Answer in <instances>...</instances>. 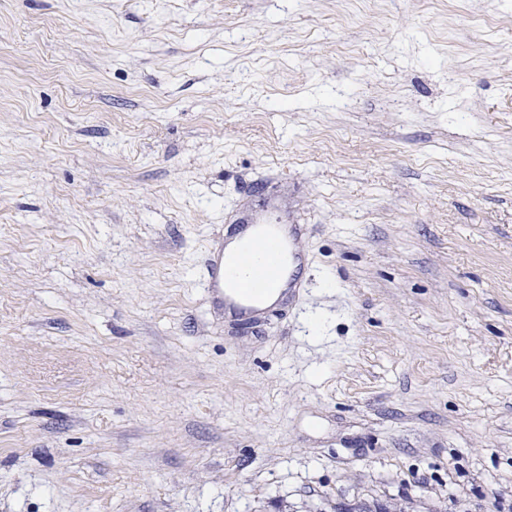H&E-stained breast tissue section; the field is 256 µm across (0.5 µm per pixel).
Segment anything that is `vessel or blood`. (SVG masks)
Segmentation results:
<instances>
[{
  "label": "vessel or blood",
  "mask_w": 512,
  "mask_h": 512,
  "mask_svg": "<svg viewBox=\"0 0 512 512\" xmlns=\"http://www.w3.org/2000/svg\"><path fill=\"white\" fill-rule=\"evenodd\" d=\"M303 227L279 217L275 201H268L260 217L244 221L229 236L216 241L205 263V283L214 307L231 321L252 323L267 308L256 293L242 290L236 278H270L277 300L296 299L302 284L296 268L304 255L298 249Z\"/></svg>",
  "instance_id": "1"
}]
</instances>
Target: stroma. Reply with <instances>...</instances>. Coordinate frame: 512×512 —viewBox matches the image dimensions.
<instances>
[{"instance_id":"1","label":"stroma","mask_w":512,"mask_h":512,"mask_svg":"<svg viewBox=\"0 0 512 512\" xmlns=\"http://www.w3.org/2000/svg\"><path fill=\"white\" fill-rule=\"evenodd\" d=\"M392 501L512 512V0H0V512ZM277 213V205L269 198L264 213L257 218L238 224L229 236L216 241L208 251L204 269L208 295L214 307L224 311L231 321L240 324L252 323L275 308L285 298L295 301L302 284L296 273L304 254L298 245L304 235L301 224H284ZM257 243L263 252L248 267V272L231 266L229 258L237 259L241 244ZM246 280L268 277L274 288L275 301L268 306L258 299V292L242 290L238 284H230L233 278Z\"/></svg>"}]
</instances>
